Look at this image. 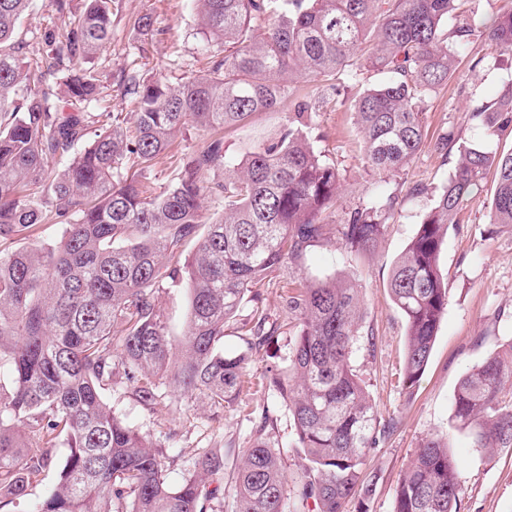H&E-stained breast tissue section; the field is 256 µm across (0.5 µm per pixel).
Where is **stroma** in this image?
Here are the masks:
<instances>
[{"label":"stroma","mask_w":512,"mask_h":512,"mask_svg":"<svg viewBox=\"0 0 512 512\" xmlns=\"http://www.w3.org/2000/svg\"><path fill=\"white\" fill-rule=\"evenodd\" d=\"M143 15L152 17L156 29L155 36L145 41L133 32L135 20ZM202 37L191 0H117L112 44L100 54L108 62L103 81L112 83L123 70L171 82L197 75L208 61ZM453 54L455 70L448 84L425 98V143L398 174L378 175L367 167L349 105L329 104L314 117L308 136L342 176L330 224H338L345 211L359 205L378 185L395 197L394 218L373 253L347 255L331 235L309 247L301 259L282 262L257 282L264 313L268 321L280 325L281 333L248 360L243 388L232 405L219 409L200 396H178L164 384L154 404L145 407L123 395L119 387L105 389V399L121 417L151 434L174 456L171 480L191 470L204 451L221 449L225 487L221 512H233V475L259 425H266L289 476L299 472L302 460L288 411L275 393L262 388L261 381L271 365L288 364L292 323L286 296L308 278L340 275L361 287L363 321L351 364L386 427L369 450L364 467V477L373 483L374 491L365 501L351 498L345 512H393L400 475L419 441L429 435L447 439L461 464L460 512H512V454L484 456L453 420L454 394L462 376L487 355L512 345V227L488 222L493 177H486L482 189L449 227L439 256L448 284V308L426 371L409 393L401 386L406 321L388 290L395 261L457 162L456 149L438 148L439 135L448 131L460 143L512 148V124L489 129L466 116L470 105L495 102L512 87V50L496 46L481 28ZM287 120L288 111L283 108L256 113L245 127L225 129L227 157L241 159L260 143L278 137ZM209 139V132L203 130L179 133L147 174L154 190L162 191L178 160L204 148Z\"/></svg>","instance_id":"obj_1"}]
</instances>
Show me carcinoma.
Returning a JSON list of instances; mask_svg holds the SVG:
<instances>
[{
  "instance_id": "carcinoma-1",
  "label": "carcinoma",
  "mask_w": 512,
  "mask_h": 512,
  "mask_svg": "<svg viewBox=\"0 0 512 512\" xmlns=\"http://www.w3.org/2000/svg\"><path fill=\"white\" fill-rule=\"evenodd\" d=\"M30 0H0V239L37 224H63L60 245L0 255V504L28 499L33 480L53 466L54 448L69 453L51 494L28 512H209L224 499V455L204 453L177 482L169 456L102 397L120 381L144 406L167 383L182 395L233 402L249 354L278 331L252 290L280 262L295 260L325 232L341 175L306 129L324 90L299 96L292 82H329L365 63L389 70L383 85L352 99L375 173L408 166L425 135L422 103L452 76L448 16L464 0H192L207 44L224 45L200 75L175 83L121 71L115 85L137 101L134 131L126 119L89 107L104 98L98 70L86 67L112 40L115 0H50L53 30L38 47L19 22ZM257 22L268 24L253 35ZM66 33L56 36L54 28ZM490 27L512 49V13L475 19L455 42ZM290 102L279 139L230 162L224 128ZM482 126L512 123V91L476 106ZM213 133L207 146L179 160L167 187L151 193L146 173L179 131ZM459 161L396 261L389 289L406 319L402 387L423 376L448 306L439 255L448 226L489 171L495 172L489 223L512 225V151L457 146ZM214 173L210 181L206 173ZM224 200L222 219L202 223L206 196ZM395 198L372 192L336 225L337 239L360 255L376 246L393 218ZM194 248L183 266H171ZM188 280V328L174 344L158 306L160 290ZM247 351L227 355L224 326L244 303ZM296 320L288 366L266 376L290 413L304 465L296 479L311 512H344L376 444L377 415L351 365L361 336L359 289L336 277L315 279L286 299ZM512 345L490 354L460 380L454 417L474 446L512 451ZM288 474L261 429L235 480V512H286ZM460 466L443 438H423L396 491L393 512H458Z\"/></svg>"
}]
</instances>
